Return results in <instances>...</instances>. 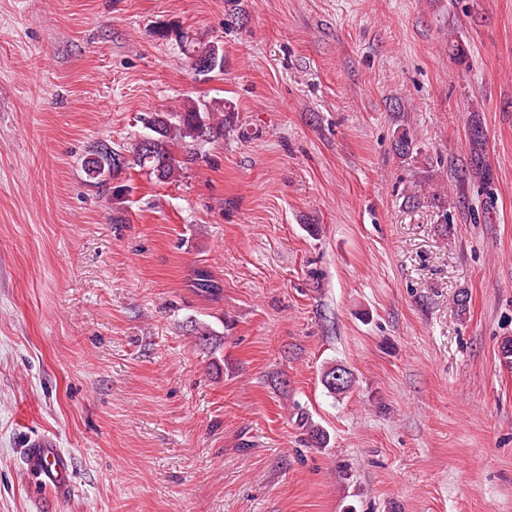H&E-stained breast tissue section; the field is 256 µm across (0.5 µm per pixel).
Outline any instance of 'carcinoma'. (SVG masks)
<instances>
[{"instance_id": "obj_1", "label": "carcinoma", "mask_w": 512, "mask_h": 512, "mask_svg": "<svg viewBox=\"0 0 512 512\" xmlns=\"http://www.w3.org/2000/svg\"><path fill=\"white\" fill-rule=\"evenodd\" d=\"M192 67L196 74H205V66L211 65L210 73L217 76L224 74V51L220 45L209 42L200 43L192 48L190 56ZM232 112V105L224 102L222 106L215 107L211 104H202L188 101L179 108L168 112L151 113L152 131L150 135L151 147L138 141L132 148L129 160L117 164L113 162V155L119 151L109 148L106 142H99L91 153V159L86 161L87 173L93 175V179L99 180L101 176L93 174L90 165L94 164L93 158H100L105 166L112 167V179H119L123 171L134 166L145 168L160 182H172L180 175L182 165L175 158L172 147L182 143L186 139L193 141L201 138H220L224 136V122H214V113ZM483 141L484 134L480 126L475 125L471 129L472 143V171L481 175L483 181L490 180V172L483 166ZM416 150V143L409 132L402 131L395 139V151L402 159H410ZM296 423L302 429L307 443L316 448H325L329 443L326 431L310 418L309 414L299 406L295 407Z\"/></svg>"}]
</instances>
